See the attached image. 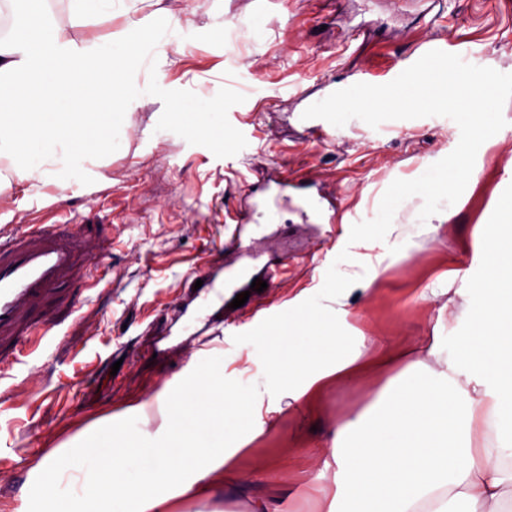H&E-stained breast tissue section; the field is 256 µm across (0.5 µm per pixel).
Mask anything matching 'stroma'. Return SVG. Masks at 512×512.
Returning <instances> with one entry per match:
<instances>
[{
	"instance_id": "stroma-1",
	"label": "stroma",
	"mask_w": 512,
	"mask_h": 512,
	"mask_svg": "<svg viewBox=\"0 0 512 512\" xmlns=\"http://www.w3.org/2000/svg\"><path fill=\"white\" fill-rule=\"evenodd\" d=\"M164 4L190 19L195 42L174 61H145L140 80L200 99L228 82L233 99L213 130L171 135L161 124L167 101L140 97L122 149L106 156L81 188L0 191V226L40 224L62 237L75 221L80 240L74 269L39 302L58 339L0 371V471L9 473L0 480V512H54L36 469L48 452L96 438L98 419L121 430L135 419V406L182 393L193 365L213 361L212 347L230 357L261 340L279 344L289 315L308 308L312 295L332 296L339 252L378 211L388 186L419 177L459 142L454 121L426 117L401 121L386 134L348 123L321 145L295 119L300 96L315 95L325 81L344 83L375 57L400 67L430 37L459 45L472 64L512 73V0ZM503 116L505 127L478 150L479 182L468 184L448 212L432 216L440 232L416 238L412 255L374 282H351L347 312L335 321L337 341L363 337L371 354L381 336L408 347L430 331L447 301L443 288L476 270L475 230L500 224L503 201L512 199V101ZM273 166L301 170L313 189L334 196L332 223L306 217L300 195L276 201L261 178ZM246 198L257 212L285 215L280 223L255 224L248 250L224 224ZM278 264L279 279L259 298L235 309L214 298L210 329L190 343L180 336L177 310L194 295L203 266L228 276L248 266L261 279ZM94 278L102 288L90 289ZM259 301L266 310L255 318ZM393 372L378 367L361 380L328 384L320 409L273 415L235 455L242 483L209 498L175 499L172 512H252L273 490L286 497L289 512H327V499L300 493L306 485L336 489L333 470L316 453L332 426L370 406ZM20 388L30 398L12 399Z\"/></svg>"
}]
</instances>
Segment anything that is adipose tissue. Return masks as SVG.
Returning a JSON list of instances; mask_svg holds the SVG:
<instances>
[{
    "instance_id": "obj_1",
    "label": "adipose tissue",
    "mask_w": 512,
    "mask_h": 512,
    "mask_svg": "<svg viewBox=\"0 0 512 512\" xmlns=\"http://www.w3.org/2000/svg\"><path fill=\"white\" fill-rule=\"evenodd\" d=\"M146 0H0V155L10 179L69 189L110 151L109 129L123 126L145 51L167 59L185 46L188 23ZM112 26L100 42L95 25ZM84 28L82 37L69 35ZM411 234L397 225L353 242L360 273L378 278L409 257ZM482 273L462 281L460 306L440 308L423 356L409 360L380 390L375 409L337 423L321 449L335 470L327 512H512V225L482 237ZM348 303L344 291L315 298L297 333L308 350L330 336ZM256 345L234 380L205 368L197 391L166 398L161 438L109 431L108 451L83 450L113 471L86 484L67 512H168L177 497H210L237 484L236 449L281 412L280 393L309 403L326 379L350 381L366 367L354 344L309 369L293 355H264Z\"/></svg>"
}]
</instances>
